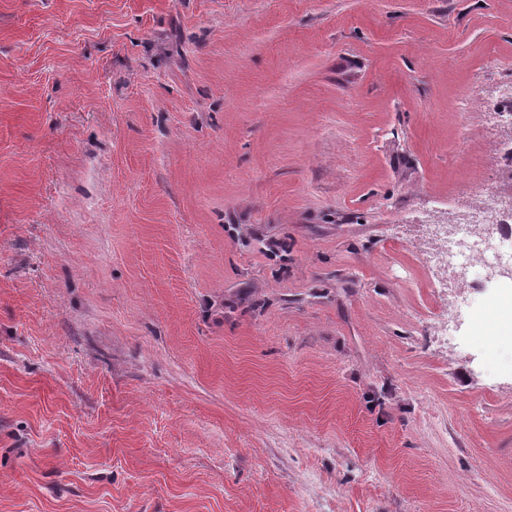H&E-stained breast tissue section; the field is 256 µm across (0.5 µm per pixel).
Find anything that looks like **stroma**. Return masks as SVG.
Returning <instances> with one entry per match:
<instances>
[{
  "label": "stroma",
  "mask_w": 512,
  "mask_h": 512,
  "mask_svg": "<svg viewBox=\"0 0 512 512\" xmlns=\"http://www.w3.org/2000/svg\"><path fill=\"white\" fill-rule=\"evenodd\" d=\"M511 79L512 0H0V512H512L414 249Z\"/></svg>",
  "instance_id": "1"
}]
</instances>
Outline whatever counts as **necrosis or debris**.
<instances>
[{
  "instance_id": "obj_1",
  "label": "necrosis or debris",
  "mask_w": 512,
  "mask_h": 512,
  "mask_svg": "<svg viewBox=\"0 0 512 512\" xmlns=\"http://www.w3.org/2000/svg\"><path fill=\"white\" fill-rule=\"evenodd\" d=\"M499 153L502 162L494 180L466 188L451 224L437 225L431 240L417 245L418 254L442 272H461L455 294L465 302L492 275L512 271V204L501 201L512 193V138L501 143Z\"/></svg>"
}]
</instances>
